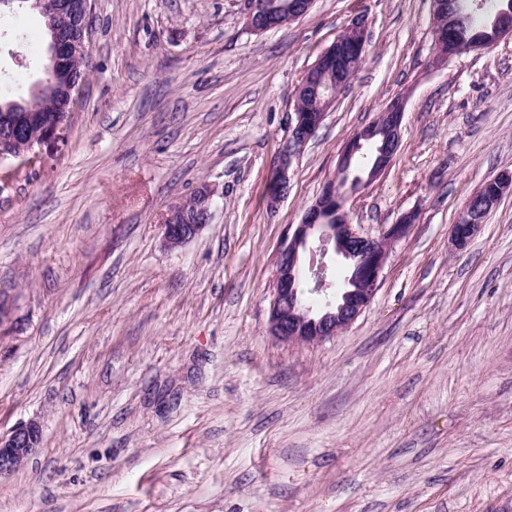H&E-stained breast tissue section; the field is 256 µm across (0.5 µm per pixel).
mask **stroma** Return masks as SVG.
<instances>
[{
    "label": "stroma",
    "mask_w": 512,
    "mask_h": 512,
    "mask_svg": "<svg viewBox=\"0 0 512 512\" xmlns=\"http://www.w3.org/2000/svg\"><path fill=\"white\" fill-rule=\"evenodd\" d=\"M358 14L364 60L269 209L295 89ZM431 0H314L248 30L240 0H93L65 136L0 181V433L41 443L0 512H512V39L432 66ZM48 38L0 11V88L29 96ZM401 143L344 207L363 236L407 212L367 309L313 345L267 332L276 257L349 139L395 98ZM211 222L169 249L199 187ZM217 192L208 185L201 186L195 193L196 207L188 215L182 206L172 207L166 215L163 225V243L166 247H178L194 238L198 232L209 224L212 218V207L215 204ZM202 203L201 217L196 212L197 205ZM481 224L468 206L463 207L457 223L452 227L451 241L456 249L464 248L479 230Z\"/></svg>",
    "instance_id": "1"
}]
</instances>
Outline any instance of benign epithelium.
<instances>
[{"mask_svg":"<svg viewBox=\"0 0 512 512\" xmlns=\"http://www.w3.org/2000/svg\"><path fill=\"white\" fill-rule=\"evenodd\" d=\"M28 3L46 20L51 39L48 43L46 79L24 101L0 103V161L17 159L30 167L39 161L38 149L63 139L70 112L78 102L82 78L78 76L90 47L92 0H0V6ZM314 0L288 5V11H275L265 0H243L245 26L257 33L268 31L306 14ZM497 19L495 40L512 38V12H501ZM445 23L434 26V39L440 50L432 65L448 64L464 53L480 51L484 44L448 47ZM369 40L368 20L359 15L322 51L299 83L294 112L283 141L273 161L266 186L269 208L277 207L288 191L294 161L315 136L338 94L355 74L358 59L365 53ZM52 91L65 102V117L43 115L38 100ZM404 101L392 100L378 119L383 122V141L376 146L377 160L367 176L357 177L352 185L368 183L388 168L399 146ZM374 131L363 129L347 143L338 172L306 211L301 223L287 232L277 255L276 282L270 303L269 332L282 342L314 343L336 335L349 327L368 307L387 260L391 244L401 238L413 215L406 214L381 237H365L349 224L344 211V191L350 161ZM217 192L204 185L195 193L202 204L201 213L189 214L184 207L169 210L163 225V243L178 247L194 238L211 221ZM480 228L469 207H464L452 227L451 241L464 248ZM310 279L314 288L325 295L324 304L314 310L301 304L298 282ZM41 429L33 421L20 424L0 434V477L21 467L38 447Z\"/></svg>","mask_w":512,"mask_h":512,"instance_id":"7a95c632","label":"benign epithelium"}]
</instances>
